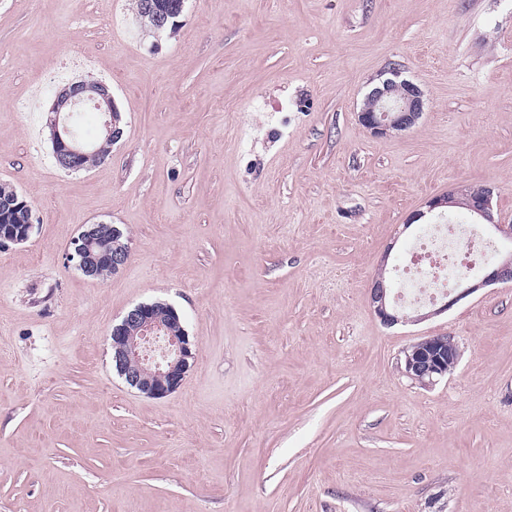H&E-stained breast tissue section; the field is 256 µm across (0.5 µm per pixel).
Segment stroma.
<instances>
[{
    "instance_id": "stroma-1",
    "label": "stroma",
    "mask_w": 512,
    "mask_h": 512,
    "mask_svg": "<svg viewBox=\"0 0 512 512\" xmlns=\"http://www.w3.org/2000/svg\"><path fill=\"white\" fill-rule=\"evenodd\" d=\"M0 0V183L33 207L0 248V512H512V288L384 326L369 306L460 185L512 224V0ZM424 92L370 135L390 66ZM105 83L123 135L55 162L49 104ZM109 222L106 281L66 255ZM164 302L194 358L161 399L112 367L113 325ZM461 356L403 372L433 335ZM398 67L389 68L365 97L358 114L360 124L374 136H384L413 128L424 110V93L410 80L402 78ZM458 359L459 349L449 343L448 336H428L405 350L404 373L415 383L429 387L452 371L448 360L456 364Z\"/></svg>"
}]
</instances>
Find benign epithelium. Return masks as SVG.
<instances>
[{
  "label": "benign epithelium",
  "instance_id": "obj_1",
  "mask_svg": "<svg viewBox=\"0 0 512 512\" xmlns=\"http://www.w3.org/2000/svg\"><path fill=\"white\" fill-rule=\"evenodd\" d=\"M380 85L372 88L365 97V104L358 113L360 124L374 136H384L413 128L424 110V93L410 80L402 78L400 68L391 67ZM71 108L91 105L102 114L105 137L117 140L122 135L119 112L112 101L107 86L102 83L91 87L83 82L71 84L59 92L53 101L49 127L56 158L67 168L78 170L89 148L77 141L68 126V117L62 115L65 105ZM467 210L476 221L505 240L512 241V224H501L494 219L492 191L485 189L470 198ZM33 225L24 224L16 229L10 225L0 227V244L26 241ZM96 225L88 224L80 234L81 242L75 244L68 260L83 275L95 278L98 267L106 262L112 271L119 272L127 263L130 250L123 243H115L112 252L96 254L85 248L83 242L91 239ZM495 285L512 286V249L498 254L477 277L463 275L458 292L439 307L420 315L417 321H425L440 315L461 300L477 291ZM390 286L382 280L373 282L370 303L380 321L386 326L408 322L406 316L389 303ZM152 303H141L130 309L121 321L112 327V366L126 384L141 394L154 399L164 398L176 391L183 383L189 368L192 351L188 336H165L163 324L154 315ZM459 359V349L450 344L448 336L435 335L414 343L404 351V373L423 387L435 384L448 375V361Z\"/></svg>",
  "mask_w": 512,
  "mask_h": 512
}]
</instances>
